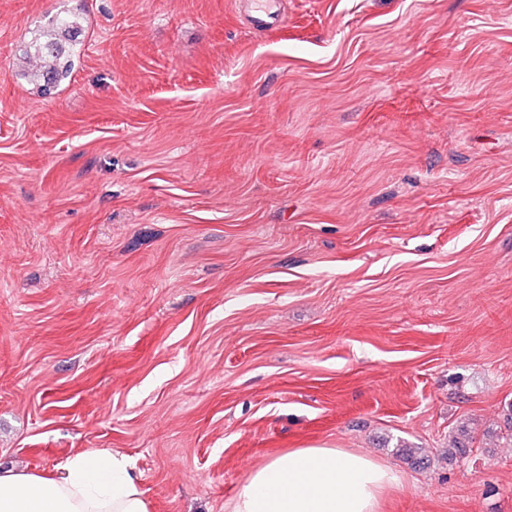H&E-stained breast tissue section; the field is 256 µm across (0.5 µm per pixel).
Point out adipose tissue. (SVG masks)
<instances>
[{
    "instance_id": "ef3b65f1",
    "label": "adipose tissue",
    "mask_w": 512,
    "mask_h": 512,
    "mask_svg": "<svg viewBox=\"0 0 512 512\" xmlns=\"http://www.w3.org/2000/svg\"><path fill=\"white\" fill-rule=\"evenodd\" d=\"M395 470L340 448H300L257 467L233 512H377ZM139 480L111 451L80 452L55 476L0 465V512H149Z\"/></svg>"
}]
</instances>
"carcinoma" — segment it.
<instances>
[{
  "instance_id": "1",
  "label": "carcinoma",
  "mask_w": 512,
  "mask_h": 512,
  "mask_svg": "<svg viewBox=\"0 0 512 512\" xmlns=\"http://www.w3.org/2000/svg\"><path fill=\"white\" fill-rule=\"evenodd\" d=\"M79 30V17L62 11L49 19L40 34L20 49L21 57L29 63L28 77L42 91L56 87L71 74Z\"/></svg>"
}]
</instances>
